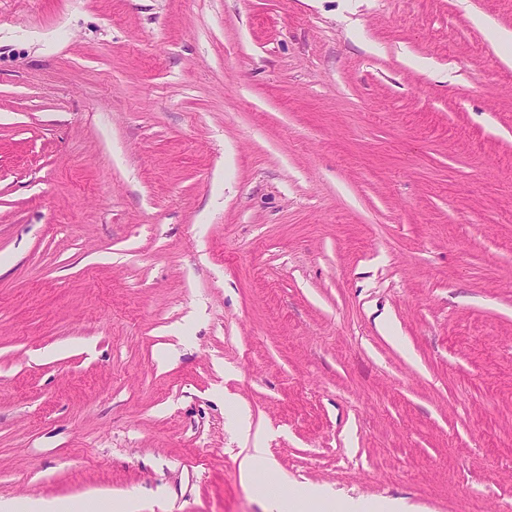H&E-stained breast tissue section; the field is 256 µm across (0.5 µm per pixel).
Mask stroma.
I'll return each instance as SVG.
<instances>
[{"mask_svg":"<svg viewBox=\"0 0 512 512\" xmlns=\"http://www.w3.org/2000/svg\"><path fill=\"white\" fill-rule=\"evenodd\" d=\"M512 0H0V503L512 512ZM240 454L239 477L242 485H253L261 472H273V465L267 456V448L262 446L260 428L255 430L252 448H242ZM267 512H334L336 498L324 487L311 485L299 490L291 498L270 494L267 499ZM408 510H410V507L401 503L374 505L363 499H350L343 506L345 512H406Z\"/></svg>","mask_w":512,"mask_h":512,"instance_id":"stroma-1","label":"stroma"}]
</instances>
